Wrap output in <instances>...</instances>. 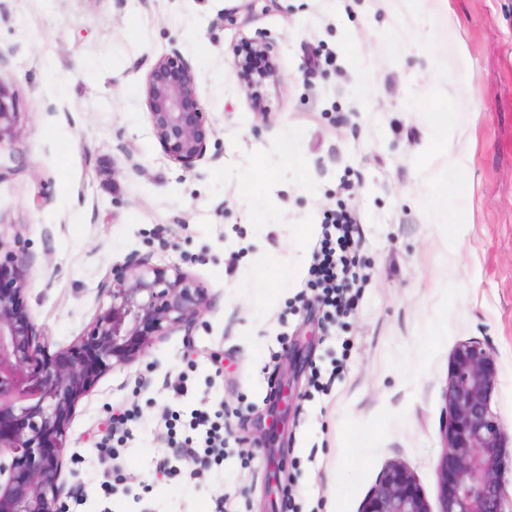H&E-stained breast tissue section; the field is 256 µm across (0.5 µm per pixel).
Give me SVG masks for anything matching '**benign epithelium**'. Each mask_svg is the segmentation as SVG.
I'll return each instance as SVG.
<instances>
[{"mask_svg":"<svg viewBox=\"0 0 512 512\" xmlns=\"http://www.w3.org/2000/svg\"><path fill=\"white\" fill-rule=\"evenodd\" d=\"M253 50L267 63L255 88L278 76L272 46ZM152 133L186 168L207 153L208 113L196 97V77L178 51L158 58L146 76ZM13 93L0 80V144L17 135ZM23 159L0 154V179ZM26 259L0 234V512H65L60 502L64 439L77 400L98 375L138 358L156 337L188 326L205 306V291L177 267L136 257L101 284L106 307L87 332L51 355L48 341L24 310ZM499 381L495 357L475 341L452 355L445 390L443 453L438 464L440 512H512L506 471L512 448L492 409ZM296 377L285 363L283 397L269 417L285 431ZM361 512H430L413 474L393 463L365 498Z\"/></svg>","mask_w":512,"mask_h":512,"instance_id":"7a95c632","label":"benign epithelium"}]
</instances>
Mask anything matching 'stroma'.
Returning a JSON list of instances; mask_svg holds the SVG:
<instances>
[{
  "instance_id": "1",
  "label": "stroma",
  "mask_w": 512,
  "mask_h": 512,
  "mask_svg": "<svg viewBox=\"0 0 512 512\" xmlns=\"http://www.w3.org/2000/svg\"><path fill=\"white\" fill-rule=\"evenodd\" d=\"M261 34L278 77L253 92L239 62ZM175 50L212 128L189 170L145 103L147 72ZM0 81L27 159L0 181V228L25 246L24 305L50 351L85 331L102 281L133 256L182 268L207 297L195 326L79 399L59 479L69 512H281L260 424L305 341L278 444L294 512H361L394 462L439 512L459 343L496 357L492 408L512 433V0H273L251 15L242 0H0ZM439 112L460 158L450 238L421 202L444 188L448 156L420 151ZM291 137L310 188L282 157ZM342 207L366 280L333 320L308 270L325 213ZM126 409L124 436L101 449ZM197 409L222 412L221 456L174 446Z\"/></svg>"
}]
</instances>
